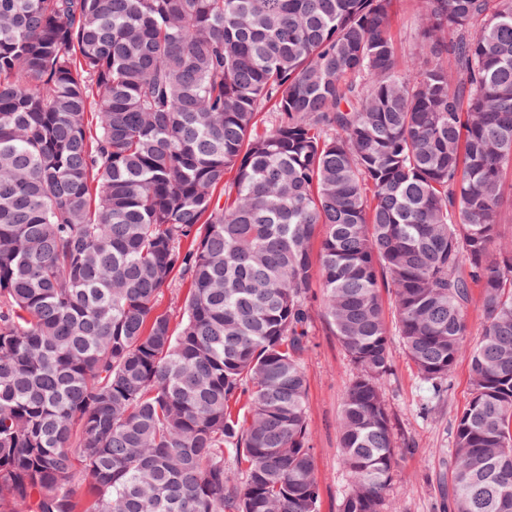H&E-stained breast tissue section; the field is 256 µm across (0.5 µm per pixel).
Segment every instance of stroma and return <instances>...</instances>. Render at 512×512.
Returning a JSON list of instances; mask_svg holds the SVG:
<instances>
[{"instance_id": "1", "label": "stroma", "mask_w": 512, "mask_h": 512, "mask_svg": "<svg viewBox=\"0 0 512 512\" xmlns=\"http://www.w3.org/2000/svg\"><path fill=\"white\" fill-rule=\"evenodd\" d=\"M392 371L385 381L386 402L395 417L403 452L394 469L390 496L404 512H453L448 485L455 418L470 398L467 363H459L443 395L428 400L418 371L392 336ZM301 364L308 376L310 443L319 486V512H339L349 486L342 465L337 419L355 367L322 318H315Z\"/></svg>"}]
</instances>
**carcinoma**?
I'll list each match as a JSON object with an SVG mask.
<instances>
[{"label": "carcinoma", "mask_w": 512, "mask_h": 512, "mask_svg": "<svg viewBox=\"0 0 512 512\" xmlns=\"http://www.w3.org/2000/svg\"><path fill=\"white\" fill-rule=\"evenodd\" d=\"M393 5L0 0V512H317L316 282L341 512H401L384 291L431 397L470 367L454 512H512V0L408 56ZM187 292L188 286L186 284H183L182 282H176L174 285H172L171 288H169L168 291L165 292V295L160 302V308L168 309L171 311L173 315L174 326H176L181 319V301H184ZM176 297L179 298L178 301H180V303H177V301L173 303L176 300ZM314 321L301 364L308 376L307 413L319 486V512H340L349 486L342 465L337 419L355 367L320 316L321 288H312Z\"/></svg>", "instance_id": "cac0c4a2"}]
</instances>
